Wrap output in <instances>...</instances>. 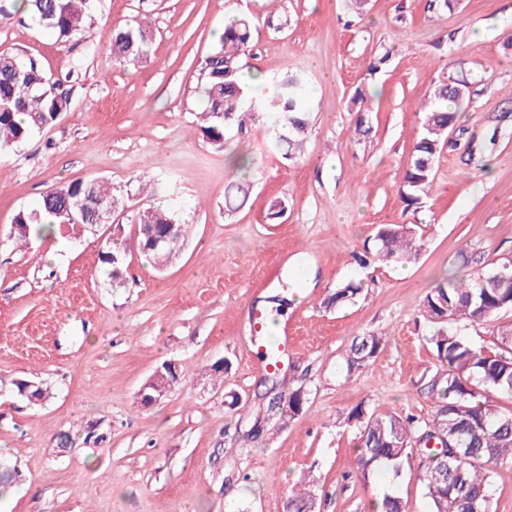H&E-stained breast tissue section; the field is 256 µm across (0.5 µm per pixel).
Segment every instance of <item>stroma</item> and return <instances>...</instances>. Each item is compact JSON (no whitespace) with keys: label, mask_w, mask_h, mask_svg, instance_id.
Masks as SVG:
<instances>
[{"label":"stroma","mask_w":512,"mask_h":512,"mask_svg":"<svg viewBox=\"0 0 512 512\" xmlns=\"http://www.w3.org/2000/svg\"><path fill=\"white\" fill-rule=\"evenodd\" d=\"M16 0H0V53L34 58L64 80L68 109L0 154V459L18 479L0 512H285L308 484L320 512H369L384 492L430 512L419 460L397 479L350 476L357 429L350 411L430 420L421 381L434 365L433 326L420 307L448 272L469 278L512 262V0H98L69 39L40 31ZM255 24L243 58L267 78H307L309 128L283 159L272 121L225 131L215 149L200 130L202 67L226 18ZM150 24L153 53L116 61L113 29ZM468 79L462 105L420 208L399 196L419 110L433 84ZM364 102H355V92ZM158 180L150 195L140 178ZM105 178L138 210L174 211L192 233L156 269L131 249L122 287L100 252L104 225H58L22 244L19 211L76 180ZM239 183L243 207L224 193ZM283 212L271 217L273 204ZM382 224L419 225L410 263L358 265ZM361 284L340 307L328 299ZM304 291L300 302L290 294ZM275 310L294 336L278 370L261 368L254 310ZM512 311L454 323L493 351ZM385 343L347 372L354 336ZM179 381L154 404L140 390L163 364ZM47 396H21L18 381ZM302 390L295 416L269 410ZM261 423L253 440L246 433Z\"/></svg>","instance_id":"1"}]
</instances>
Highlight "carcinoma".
Returning a JSON list of instances; mask_svg holds the SVG:
<instances>
[{
    "mask_svg": "<svg viewBox=\"0 0 512 512\" xmlns=\"http://www.w3.org/2000/svg\"><path fill=\"white\" fill-rule=\"evenodd\" d=\"M94 0H21L20 9L38 27L52 31L57 39L79 30ZM252 21L233 19L206 57L201 89L205 108L200 113V129L218 149L224 148V130L237 124L255 109L279 114L282 131L275 140L277 149L294 158L303 144L308 127L305 80L288 76L255 84L241 82V59L247 52ZM112 54L121 61L138 63L153 52L148 25L119 28L112 33ZM470 98L469 85L456 80L453 87L440 83L431 100L423 105V132L413 146L411 164L405 172L399 195L410 209L427 195L435 180V163L448 145V129L456 121L459 105ZM68 92L61 80L47 78L36 60L0 54V153L26 141L34 132L50 125L67 110ZM114 200L112 186L102 179L74 181L52 188L42 195L37 208L21 210L14 223L26 225L24 242L30 235L41 237L42 225L61 224L60 213H79L89 199ZM175 225L184 242L190 227L176 220L161 207L140 211L135 225L163 228ZM413 224H384L375 235V250L358 257L362 265L373 262H410L418 255ZM139 250L152 257L158 267L170 262V252L146 246L144 235L137 238ZM127 237L106 241L101 251L103 263L112 257H126ZM500 265L469 279H445L425 296L422 315L435 325L427 342L436 358L435 372L427 385L434 398L432 419L421 423L412 416L378 417L357 404L349 419L360 424L354 465L349 474L363 478L385 468L392 477L401 475L406 462L419 456L423 463L420 480L430 512H490L492 477L496 467L512 462V410L500 411L490 404L489 394L512 395V326L498 334L501 351L475 349L448 324L466 320L481 321L512 309V274L502 277ZM361 291L356 282L346 283L330 296L328 304L340 306L353 301ZM384 337L360 334L353 337L346 364L351 372L374 358ZM432 440L435 447H427ZM287 512H316V498L309 492L293 494Z\"/></svg>",
    "mask_w": 512,
    "mask_h": 512,
    "instance_id": "cac0c4a2",
    "label": "carcinoma"
}]
</instances>
